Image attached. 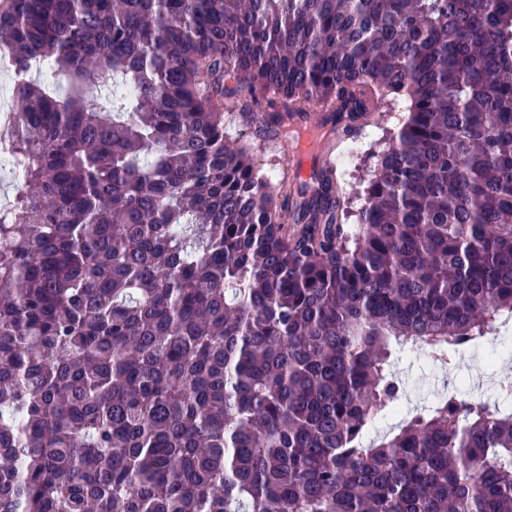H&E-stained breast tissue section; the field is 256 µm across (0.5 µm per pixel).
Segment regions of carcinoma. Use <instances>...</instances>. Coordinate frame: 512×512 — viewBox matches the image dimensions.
<instances>
[{
	"label": "carcinoma",
	"instance_id": "cac0c4a2",
	"mask_svg": "<svg viewBox=\"0 0 512 512\" xmlns=\"http://www.w3.org/2000/svg\"><path fill=\"white\" fill-rule=\"evenodd\" d=\"M1 59L0 512H512V408L361 443L512 318V0H0ZM391 94L354 227L224 133ZM429 361L432 368H426V377L421 380L423 361ZM399 376L403 384V403L411 402V408L429 405L439 398L444 390V383L452 378L455 369L448 370L443 366L425 357L416 350H405L398 364Z\"/></svg>",
	"mask_w": 512,
	"mask_h": 512
}]
</instances>
